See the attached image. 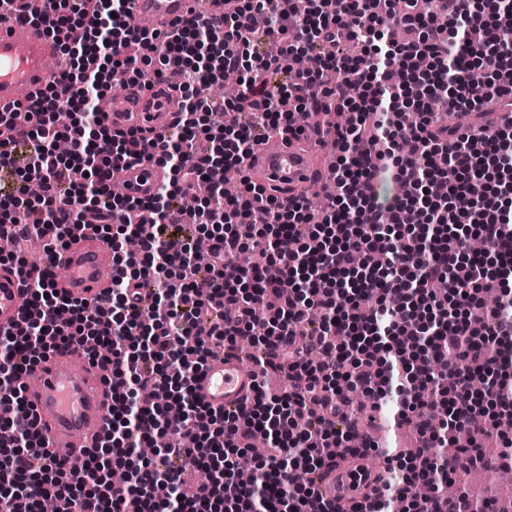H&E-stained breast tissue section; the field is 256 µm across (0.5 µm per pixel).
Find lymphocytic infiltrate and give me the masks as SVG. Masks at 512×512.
<instances>
[{
    "label": "lymphocytic infiltrate",
    "instance_id": "1",
    "mask_svg": "<svg viewBox=\"0 0 512 512\" xmlns=\"http://www.w3.org/2000/svg\"><path fill=\"white\" fill-rule=\"evenodd\" d=\"M230 14L193 15L168 32L131 30V0H0V21L41 19L65 35L68 96L47 89L0 113V167L13 168V193L0 199L6 255L27 284L29 306L15 333L0 332V512H40L44 500L78 512H336L317 503L309 479L329 448L363 456L374 444L344 411L349 394L395 398L400 414L421 409L428 388L439 419L421 424V446L388 456L395 482L358 512H443L439 485L461 457L484 459L479 436L453 447L474 417L512 413V121L478 134L438 125L431 100L467 116L485 100L512 102V0H314L305 13L280 0H234ZM272 13L264 35L252 18ZM158 58L135 86L149 90L173 66L185 105L173 131L157 141L114 132L93 105L119 71ZM485 95L470 90L474 71ZM336 72L358 95L343 97L325 81ZM286 74L288 83L269 78ZM235 75L240 102L209 95ZM350 112L332 128L339 153L329 207L311 210L303 194L283 203L211 188L217 166L243 167L264 132L299 138L298 111ZM74 121L59 127L55 112ZM69 154L56 150L59 139ZM163 157L168 183L144 201L113 195L112 171ZM42 192L29 199L28 181ZM122 213L113 224L114 213ZM211 225L207 267L194 260L192 239L172 240L171 225ZM91 227L113 253L123 238L140 248L118 265L113 289L90 303L54 288L28 269L22 242L37 236L45 254ZM486 248L472 255L471 237ZM260 261L238 265L239 253ZM152 278L148 297L136 281ZM454 279L450 293L438 284ZM500 304L481 313L482 294ZM259 345L256 362L281 372L288 386L258 387L253 402L228 414L208 409L193 381L218 348L239 338ZM79 346L91 362L110 366L112 408L106 436L83 454L84 466L46 447L20 385L43 358ZM275 443L258 459L255 477L239 479L234 460L255 432ZM168 436L162 459L139 450ZM449 448L444 462L433 451ZM122 469L123 483L110 473ZM214 472L190 488L185 473Z\"/></svg>",
    "mask_w": 512,
    "mask_h": 512
}]
</instances>
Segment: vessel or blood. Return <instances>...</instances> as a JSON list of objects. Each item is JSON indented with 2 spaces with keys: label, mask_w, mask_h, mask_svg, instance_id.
<instances>
[{
  "label": "vessel or blood",
  "mask_w": 512,
  "mask_h": 512,
  "mask_svg": "<svg viewBox=\"0 0 512 512\" xmlns=\"http://www.w3.org/2000/svg\"><path fill=\"white\" fill-rule=\"evenodd\" d=\"M222 15L224 0H133L131 25L150 23L161 28L189 12ZM59 53L56 42L44 26L6 20L0 22V112L13 111L26 95L49 86H57L59 71L54 60ZM103 110L112 129L126 132L170 131L171 115L177 104L170 98L165 82H158L147 94L130 101L104 98ZM312 149L287 145L282 139H268L258 152L254 166L265 188H280V200H288V188L318 189L320 182L312 162ZM127 196L145 199L153 195L165 180L163 170L144 163L120 169L114 175ZM53 269L63 270L60 286L76 299L101 298L115 275L112 255L106 243L93 230L77 234L76 242L55 253ZM29 297L17 272L0 267V331L16 330ZM33 385L25 395L34 407L37 429L51 448L83 452L85 440H97L105 434L112 406L107 369L85 359L81 350L72 348L48 356L35 367ZM258 378L255 368L244 366L241 352L212 358L196 381V391L209 407L236 412L255 395ZM356 467L337 457L327 458L313 481L323 502L336 504L340 512L373 495L382 479V471H372L367 488L356 489Z\"/></svg>",
  "instance_id": "b4317fda"
}]
</instances>
